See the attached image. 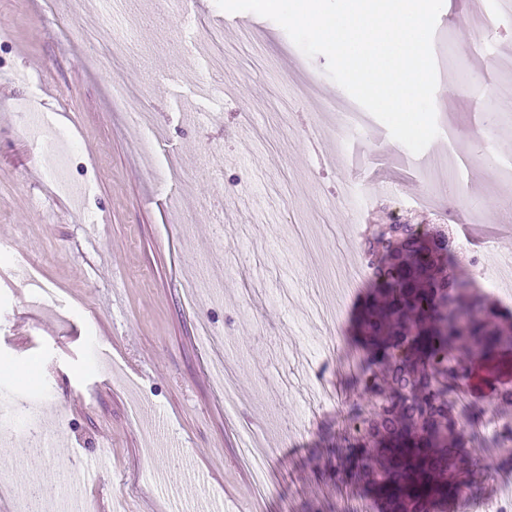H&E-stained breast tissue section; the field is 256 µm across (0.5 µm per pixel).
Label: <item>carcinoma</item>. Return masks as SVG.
<instances>
[{
    "instance_id": "obj_1",
    "label": "carcinoma",
    "mask_w": 512,
    "mask_h": 512,
    "mask_svg": "<svg viewBox=\"0 0 512 512\" xmlns=\"http://www.w3.org/2000/svg\"><path fill=\"white\" fill-rule=\"evenodd\" d=\"M371 291L358 317L360 394L376 400L353 416L329 454L336 482L361 487L383 512H453L479 502L489 465L456 412L465 387L512 418V313L462 272L448 234L406 220L371 224L360 248Z\"/></svg>"
}]
</instances>
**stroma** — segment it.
I'll list each match as a JSON object with an SVG mask.
<instances>
[{
  "mask_svg": "<svg viewBox=\"0 0 512 512\" xmlns=\"http://www.w3.org/2000/svg\"><path fill=\"white\" fill-rule=\"evenodd\" d=\"M475 0H452L435 30L434 102L448 148L474 131L488 87L512 79V15L480 34L456 20ZM131 50L91 40L100 12L79 0H0V391L40 397L54 445L37 496L52 512L72 467L103 458L85 512H337L363 494L331 480L336 407L354 397L336 350L321 347L310 309L335 317L339 347L355 339L365 290L336 276L359 260L368 224L415 218L481 243L457 249L512 260V119L487 156L466 152L457 196L426 179L427 156L406 161L380 121L338 144L330 99L344 90L318 55L274 21L185 0L161 18L155 0H129ZM119 54L123 78L158 93L145 124L114 102L96 57ZM206 170H198V159ZM361 190L339 200L337 183ZM26 280L15 275L18 266ZM52 301L38 300L40 289ZM238 381L226 415L216 364ZM326 370L340 396L321 399ZM249 428L265 448L263 488L240 456Z\"/></svg>",
  "mask_w": 512,
  "mask_h": 512,
  "instance_id": "obj_1",
  "label": "stroma"
}]
</instances>
